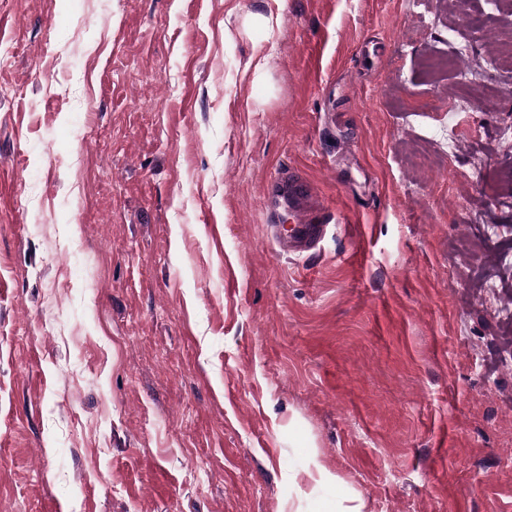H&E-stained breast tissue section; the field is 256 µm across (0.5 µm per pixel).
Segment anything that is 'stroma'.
<instances>
[{
  "mask_svg": "<svg viewBox=\"0 0 512 512\" xmlns=\"http://www.w3.org/2000/svg\"><path fill=\"white\" fill-rule=\"evenodd\" d=\"M507 30L0 0V512H512ZM288 170L311 256L272 237ZM283 190V193H281ZM268 194L287 201L296 224H290L285 235L275 234V243L281 251L296 255L314 254L324 233L328 219L320 212L304 211L303 203L311 195L309 186L298 177L278 174L271 179Z\"/></svg>",
  "mask_w": 512,
  "mask_h": 512,
  "instance_id": "1",
  "label": "stroma"
}]
</instances>
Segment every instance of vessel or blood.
<instances>
[{
	"instance_id": "1",
	"label": "vessel or blood",
	"mask_w": 512,
	"mask_h": 512,
	"mask_svg": "<svg viewBox=\"0 0 512 512\" xmlns=\"http://www.w3.org/2000/svg\"><path fill=\"white\" fill-rule=\"evenodd\" d=\"M268 193L273 197L287 194L288 206L295 219L287 234L276 235L278 248L296 255L315 253L326 231L328 220L322 213L304 210L303 203L311 194L308 185L297 177L278 175L271 179Z\"/></svg>"
}]
</instances>
